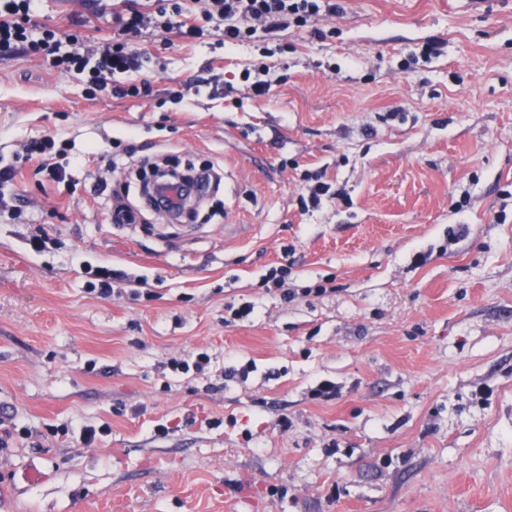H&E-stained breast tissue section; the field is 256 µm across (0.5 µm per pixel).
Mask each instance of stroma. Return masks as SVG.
Segmentation results:
<instances>
[{"instance_id":"obj_1","label":"stroma","mask_w":512,"mask_h":512,"mask_svg":"<svg viewBox=\"0 0 512 512\" xmlns=\"http://www.w3.org/2000/svg\"><path fill=\"white\" fill-rule=\"evenodd\" d=\"M341 5L226 48L143 32L145 98L0 57V512H512V0ZM111 10L34 20L100 46ZM47 135L68 183L26 157ZM158 156L220 175L196 220L144 207ZM99 266L147 285L101 298Z\"/></svg>"}]
</instances>
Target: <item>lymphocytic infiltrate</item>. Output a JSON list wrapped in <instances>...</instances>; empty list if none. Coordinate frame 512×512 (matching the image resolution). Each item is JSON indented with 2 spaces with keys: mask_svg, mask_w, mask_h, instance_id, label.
<instances>
[{
  "mask_svg": "<svg viewBox=\"0 0 512 512\" xmlns=\"http://www.w3.org/2000/svg\"><path fill=\"white\" fill-rule=\"evenodd\" d=\"M39 0H0V56L25 51L51 57L55 67L83 76L92 92L115 97L149 95L146 81L133 80L147 57L134 40L144 31L173 33L200 41L222 33L227 44L248 40L254 25L273 32L289 25L335 14L336 0H115L112 26L116 39L89 46L75 34L35 28L31 17Z\"/></svg>",
  "mask_w": 512,
  "mask_h": 512,
  "instance_id": "obj_1",
  "label": "lymphocytic infiltrate"
}]
</instances>
